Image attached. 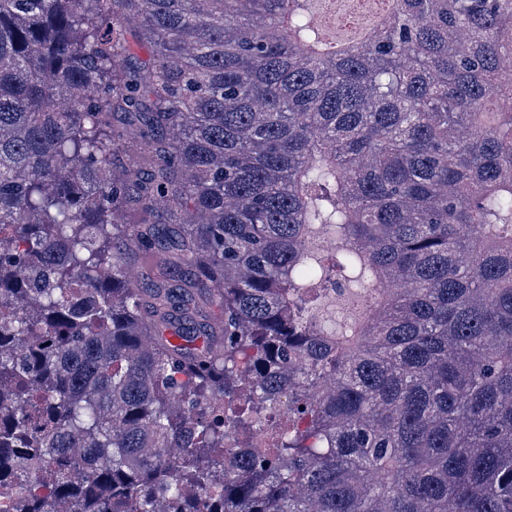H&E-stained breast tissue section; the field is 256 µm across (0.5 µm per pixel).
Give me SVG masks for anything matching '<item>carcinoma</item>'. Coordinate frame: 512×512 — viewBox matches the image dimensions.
<instances>
[{
    "label": "carcinoma",
    "mask_w": 512,
    "mask_h": 512,
    "mask_svg": "<svg viewBox=\"0 0 512 512\" xmlns=\"http://www.w3.org/2000/svg\"><path fill=\"white\" fill-rule=\"evenodd\" d=\"M312 4L0 0L11 512H512V0ZM140 25V20L136 16H130L128 17V20L126 22V28L129 33L128 40L130 45V53L133 56V62H136V65L141 68V70H146L148 68H151V66L154 63V59L152 55L150 54L149 50L143 46L138 44L136 41L134 35V30H137Z\"/></svg>",
    "instance_id": "1"
}]
</instances>
